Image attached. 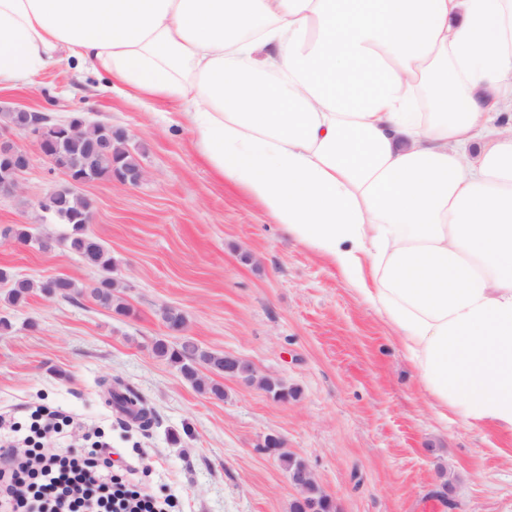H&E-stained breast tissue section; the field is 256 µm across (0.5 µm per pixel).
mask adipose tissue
Masks as SVG:
<instances>
[{
  "mask_svg": "<svg viewBox=\"0 0 512 512\" xmlns=\"http://www.w3.org/2000/svg\"><path fill=\"white\" fill-rule=\"evenodd\" d=\"M59 47L177 109L439 414L512 435V0H0V87Z\"/></svg>",
  "mask_w": 512,
  "mask_h": 512,
  "instance_id": "ef3b65f1",
  "label": "adipose tissue"
}]
</instances>
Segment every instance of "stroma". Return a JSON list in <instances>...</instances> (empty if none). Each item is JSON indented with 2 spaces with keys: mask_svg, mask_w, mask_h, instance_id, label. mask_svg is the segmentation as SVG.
I'll return each mask as SVG.
<instances>
[{
  "mask_svg": "<svg viewBox=\"0 0 512 512\" xmlns=\"http://www.w3.org/2000/svg\"><path fill=\"white\" fill-rule=\"evenodd\" d=\"M0 105L58 120L80 112L126 130L145 171L134 186L104 178L81 189L127 316L39 289L51 277L80 289L101 277L62 245L69 226L37 205L66 184L63 171L33 153L19 192L0 196V268L34 285L12 306L0 283L10 323L0 330V412L26 423L47 406L104 431L137 479L158 498L176 497L179 512H292L298 492L263 451L269 435L310 465L339 512H512V437L439 416L388 327L327 259L213 171L173 107L66 65L1 89ZM18 224L34 243L15 241ZM168 307L185 314L183 333L166 328ZM158 337L241 355L298 395L282 403L230 379L223 398L200 393L154 355ZM117 380L152 408L149 428L109 405L105 390Z\"/></svg>",
  "mask_w": 512,
  "mask_h": 512,
  "instance_id": "stroma-1",
  "label": "stroma"
}]
</instances>
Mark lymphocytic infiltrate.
Listing matches in <instances>:
<instances>
[{"instance_id": "lymphocytic-infiltrate-1", "label": "lymphocytic infiltrate", "mask_w": 512, "mask_h": 512, "mask_svg": "<svg viewBox=\"0 0 512 512\" xmlns=\"http://www.w3.org/2000/svg\"><path fill=\"white\" fill-rule=\"evenodd\" d=\"M85 434L58 411L35 415L24 428L0 415V512H169L172 500L132 483L105 440L66 451L67 440Z\"/></svg>"}]
</instances>
